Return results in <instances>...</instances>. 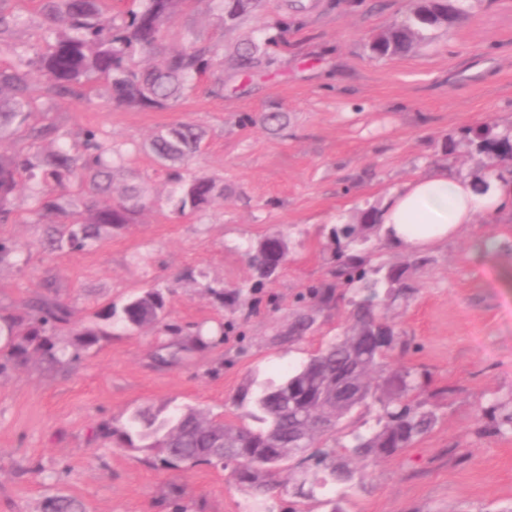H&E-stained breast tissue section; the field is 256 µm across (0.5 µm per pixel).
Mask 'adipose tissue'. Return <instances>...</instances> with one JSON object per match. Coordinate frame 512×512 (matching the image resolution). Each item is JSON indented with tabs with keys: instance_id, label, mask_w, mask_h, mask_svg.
Listing matches in <instances>:
<instances>
[{
	"instance_id": "1",
	"label": "adipose tissue",
	"mask_w": 512,
	"mask_h": 512,
	"mask_svg": "<svg viewBox=\"0 0 512 512\" xmlns=\"http://www.w3.org/2000/svg\"><path fill=\"white\" fill-rule=\"evenodd\" d=\"M512 212V184L495 182L480 192L472 181L444 171L420 176L391 190L379 212L387 241L425 248L465 234L477 219Z\"/></svg>"
}]
</instances>
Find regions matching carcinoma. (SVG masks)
<instances>
[{"label":"carcinoma","instance_id":"carcinoma-1","mask_svg":"<svg viewBox=\"0 0 512 512\" xmlns=\"http://www.w3.org/2000/svg\"><path fill=\"white\" fill-rule=\"evenodd\" d=\"M0 0V53L9 52L15 64L0 68V141L16 136L27 148L11 154L0 152V223L15 213L16 195L28 182L32 205L29 223L45 226L39 245L47 252L86 250L105 234L124 230L153 201L143 187L128 183L114 190L116 172L123 168V154L106 133L95 127L82 129L75 140L47 120L55 101L82 97L83 80L98 76L108 80L111 101L137 109L174 106L185 91L213 65L216 52L198 42L194 34L186 45L172 50L163 46L165 32L184 0H139V7L112 13L107 0H39L43 39L50 47L14 42L9 33L21 24L19 15L7 12ZM221 25L237 26L255 11L261 0H222ZM465 14L464 0L448 14V0H410L404 20L375 35L368 48L372 57L403 56L424 39L430 28H448ZM280 40L268 37L264 44L252 39L241 43L230 56L239 71L275 63L269 48ZM137 56L160 57L143 67ZM218 66H224L219 59ZM200 129L181 122L159 131L145 146L174 184L169 201L184 215L205 210L224 197L219 179L195 174L186 168L199 148ZM463 148L491 177L512 175V128L494 124L460 129L448 140L446 155ZM378 209L362 211L354 224H338L331 236L336 244V266L330 280L310 288L322 308L336 306L350 293L349 323L342 333L316 349L300 364L277 379L252 384L234 398L241 409L236 422L207 417L191 406H145L133 411L120 426L105 423L102 438L119 448L147 451L161 465L189 469L211 463L215 450L224 449V460L236 463V484L259 501L276 482L290 485L297 497L313 498L328 484L351 487L358 470L379 457H393L429 434L439 420L437 407L423 396L426 376L413 368H394L392 352L408 348L379 309V299L407 298L410 264L373 263L368 243L381 237ZM248 262L261 278L282 268L288 245L279 234L265 237L245 251ZM106 323L74 325L71 306L54 296L25 304L22 311L0 309V348L16 366L38 355L48 363L61 362L64 350L52 337L72 328L75 347L88 351L111 335L108 327L138 330L153 327L179 340L166 345L176 357L205 345L201 332L183 334V328L165 322L166 298L158 288L129 296L122 304L109 303L95 312ZM314 316L295 312L283 339L294 343L312 329ZM380 405L375 424L353 430L347 442H336L344 419L360 408ZM491 425L484 431L512 433V400L498 401L489 409ZM47 512H82L81 504L68 497H52Z\"/></svg>","mask_w":512,"mask_h":512}]
</instances>
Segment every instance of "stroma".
<instances>
[{
  "instance_id": "35a3bbf8",
  "label": "stroma",
  "mask_w": 512,
  "mask_h": 512,
  "mask_svg": "<svg viewBox=\"0 0 512 512\" xmlns=\"http://www.w3.org/2000/svg\"><path fill=\"white\" fill-rule=\"evenodd\" d=\"M453 29L429 31L408 54L373 58L370 37L404 18L407 0H264L238 28L219 23L217 0H184L166 39L186 30L231 52L247 38L290 26L275 63L251 73L214 69L165 110L114 106L105 81L84 98L61 99L51 121L75 133L103 130L126 153L125 168L156 204L137 224L80 252L42 251L39 224H0V238L28 246L25 261L0 265V308L55 296L78 324L100 306L152 286L169 287V323L203 328L206 347L164 363L166 333L117 331L76 363L39 360L0 372V512H45L50 497L79 501L85 512H248L251 499L231 467L180 472L148 453L102 439L101 423L121 425L136 408L191 405L233 419L234 397L298 364L348 323L346 304L315 312L312 331L281 343L300 294L328 280L331 230L380 206L386 194L437 169L477 178L465 153L445 145L477 120L512 127V0H466ZM279 112L283 125L262 118ZM180 122L204 132L191 172L219 178L224 196L206 211L180 216L171 186L144 144ZM281 234L284 269L258 281L248 245ZM495 239L498 257L481 259L477 240ZM379 242L380 262L409 263L408 300L383 309L407 339L393 364L426 372L439 422L395 457L360 469L358 483L336 489L346 512H512V434L480 433L482 408L512 398V214L477 222L465 235L426 251ZM243 288L218 302L210 287ZM455 386L453 395L441 388Z\"/></svg>"
}]
</instances>
